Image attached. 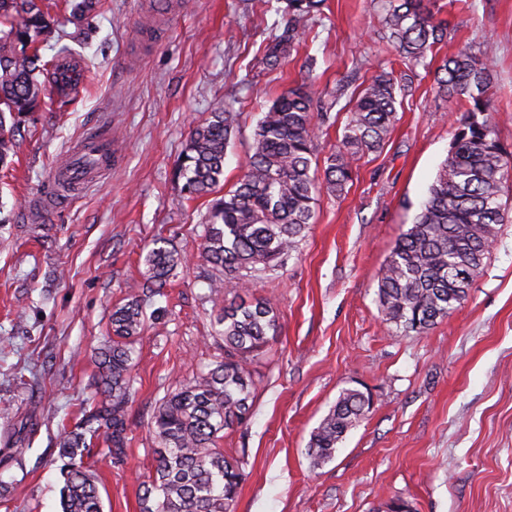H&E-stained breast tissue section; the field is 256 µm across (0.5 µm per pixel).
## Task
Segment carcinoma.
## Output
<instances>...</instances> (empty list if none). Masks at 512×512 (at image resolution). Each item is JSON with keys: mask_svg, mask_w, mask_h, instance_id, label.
Instances as JSON below:
<instances>
[{"mask_svg": "<svg viewBox=\"0 0 512 512\" xmlns=\"http://www.w3.org/2000/svg\"><path fill=\"white\" fill-rule=\"evenodd\" d=\"M288 20L275 27L259 63L280 68L296 50L305 22L323 14L327 0H284ZM102 0H0V168L8 166L20 135V116L45 105L39 76L52 62L72 57L62 43L69 23L98 12ZM382 26L397 58L366 76L353 91L342 83L320 91L290 88L262 113L250 142L246 170L230 189L213 198L204 215L200 257L209 291L228 288L236 299L216 317L224 342L222 360L168 393L147 422L154 474L142 485L140 512H234L248 449L228 453L219 433L247 425L253 414V358L276 336V305L252 293L255 282L282 268L306 237L317 196H341L353 182L354 164L389 141L397 121L398 96L410 72L448 39V27L423 0H381ZM405 70L397 72L396 67ZM438 92L456 101L459 119L448 158L428 195L397 239L378 275L382 321L404 333L424 334L447 319L483 274L485 258L508 219L503 183L512 174V151L497 133L485 91L489 64L459 51L434 74ZM350 95L351 107L336 148L318 177L317 146L330 128L331 111ZM239 113L219 105L192 127L175 175L189 199L216 193L224 181L227 148ZM185 263L166 238L153 241L141 280L112 309V336L98 351L93 408L58 439L63 478L62 512H103L98 479L84 461L92 440L103 442L112 460H123L128 444L129 404L137 392L132 374L134 344L165 309L146 312L149 301ZM371 394L344 389L311 435L308 454L320 466L366 417Z\"/></svg>", "mask_w": 512, "mask_h": 512, "instance_id": "1", "label": "carcinoma"}]
</instances>
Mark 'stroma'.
<instances>
[{
  "instance_id": "obj_1",
  "label": "stroma",
  "mask_w": 512,
  "mask_h": 512,
  "mask_svg": "<svg viewBox=\"0 0 512 512\" xmlns=\"http://www.w3.org/2000/svg\"><path fill=\"white\" fill-rule=\"evenodd\" d=\"M85 34L82 87L22 124L12 171L0 176V512H61L55 462L62 424L91 409L94 353L114 305L141 277L157 237L187 257L156 306L168 316L136 344L129 443L91 459L104 512H139L153 475L146 422L167 392L224 354L214 334L229 294L211 295L199 258L206 199L174 176L192 126L216 105L239 112L224 188L242 176L259 112L284 90L342 81L388 65L378 0H328L297 53L269 72L259 47L277 0H103ZM451 34L439 50L479 53L492 39L487 91L500 140L512 148V0H430ZM416 67L390 140L357 162L341 198L321 195L315 222L286 268L259 281L279 332L251 362L258 382L246 427L224 450H249L235 512H512V223L502 225L467 299L427 334L388 329L377 273L448 155L457 105ZM105 129L117 159L99 183L40 211L57 165L83 133ZM344 389L369 392L366 419L332 461L313 466V430Z\"/></svg>"
}]
</instances>
